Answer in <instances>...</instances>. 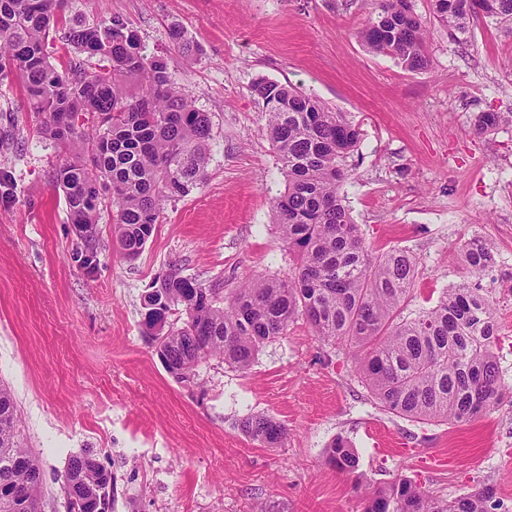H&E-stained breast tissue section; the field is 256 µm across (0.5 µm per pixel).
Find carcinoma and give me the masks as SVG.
I'll list each match as a JSON object with an SVG mask.
<instances>
[{"instance_id":"1","label":"carcinoma","mask_w":512,"mask_h":512,"mask_svg":"<svg viewBox=\"0 0 512 512\" xmlns=\"http://www.w3.org/2000/svg\"><path fill=\"white\" fill-rule=\"evenodd\" d=\"M433 16L464 40L478 18L512 21V0H431ZM69 0H0V87L19 76L28 107L44 116L41 133L84 151L53 172L70 223L83 226L96 264L100 207L112 208L122 255L137 259L159 223L163 202L183 197L207 176L211 121L191 94L174 86L170 61L150 56L120 19L89 23L68 13ZM368 51L390 55L409 71L427 67V31L411 0H378L360 30ZM250 93L266 120L285 189L272 199L281 240L295 262L286 277L242 281L224 295L172 268L143 298L147 336L168 371L188 379L211 359L248 370L259 350L301 317L336 350L359 353L358 372L380 407L418 420L472 422L494 409L502 385L494 352L495 302L480 287L492 260L490 242L464 247L475 283L451 288L434 307L403 316L416 260L402 249L372 255L340 195L344 163L361 142L360 127L316 97L265 77ZM182 325L165 321L175 310ZM252 441L278 447L286 428L266 415L238 424ZM326 463L353 474L359 458L342 437ZM43 468L25 448L11 391L0 384V512L40 504ZM63 489L75 512H115L114 477L95 454L69 459ZM491 488L452 500L404 477L375 491L363 512H490Z\"/></svg>"}]
</instances>
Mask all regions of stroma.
<instances>
[{
  "mask_svg": "<svg viewBox=\"0 0 512 512\" xmlns=\"http://www.w3.org/2000/svg\"><path fill=\"white\" fill-rule=\"evenodd\" d=\"M413 4L428 32L429 64L417 72L366 51L372 0H71L87 21L119 18L147 54L172 59L175 86L191 90L213 134L205 183L165 202L138 259L123 258L102 212L90 273L72 260L78 239L52 181L71 149L41 134L21 81L0 88V169L15 182L0 200V382L42 462L41 512H67L63 475L88 449L116 479V512H362L401 476L448 500L490 486L492 512H512V122L475 128L480 113H512V25L479 19L461 43L430 0ZM174 27L194 55L173 44ZM261 76L360 126L340 194L372 253L415 257L408 312L468 280L467 241L492 243L481 285L496 302L503 397L490 413L448 424L389 414L354 353L330 349L300 319L247 371L215 359L190 383L167 371L144 334L155 278L178 265L231 289L293 267L271 209L281 164L249 91ZM257 414L286 427L283 446L238 431ZM338 437L357 452L356 473L324 466Z\"/></svg>",
  "mask_w": 512,
  "mask_h": 512,
  "instance_id": "obj_1",
  "label": "stroma"
}]
</instances>
